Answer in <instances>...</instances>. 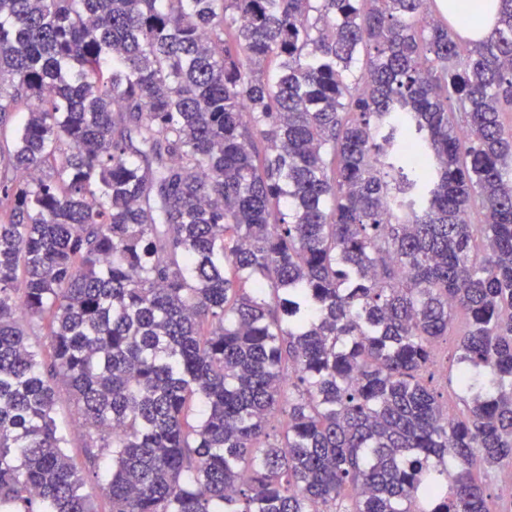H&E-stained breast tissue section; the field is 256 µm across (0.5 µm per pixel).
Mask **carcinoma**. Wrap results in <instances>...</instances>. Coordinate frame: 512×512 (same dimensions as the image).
Segmentation results:
<instances>
[{"mask_svg": "<svg viewBox=\"0 0 512 512\" xmlns=\"http://www.w3.org/2000/svg\"><path fill=\"white\" fill-rule=\"evenodd\" d=\"M14 112L0 512H96L60 384L109 512H496L512 0H0ZM56 422L69 440L68 448L78 467L87 473L85 490L92 495L95 509L98 512H108L109 504L101 496L98 481L101 483V473L108 461L105 450L92 445L85 430L81 427L79 415L73 403L63 395L55 411ZM88 447V448H87ZM96 473L98 478H96Z\"/></svg>", "mask_w": 512, "mask_h": 512, "instance_id": "obj_1", "label": "carcinoma"}]
</instances>
